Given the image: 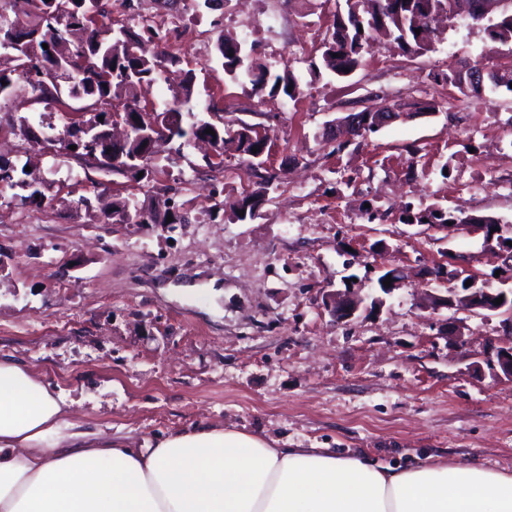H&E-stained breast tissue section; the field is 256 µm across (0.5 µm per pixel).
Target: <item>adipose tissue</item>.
Instances as JSON below:
<instances>
[{"label": "adipose tissue", "instance_id": "1", "mask_svg": "<svg viewBox=\"0 0 512 512\" xmlns=\"http://www.w3.org/2000/svg\"><path fill=\"white\" fill-rule=\"evenodd\" d=\"M0 512H512V473L430 456L382 467L202 424L134 448L0 357Z\"/></svg>", "mask_w": 512, "mask_h": 512}]
</instances>
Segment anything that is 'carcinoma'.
Returning <instances> with one entry per match:
<instances>
[{
	"label": "carcinoma",
	"mask_w": 512,
	"mask_h": 512,
	"mask_svg": "<svg viewBox=\"0 0 512 512\" xmlns=\"http://www.w3.org/2000/svg\"><path fill=\"white\" fill-rule=\"evenodd\" d=\"M490 2L343 0L342 14H333V22L321 39L322 66L339 78L349 77L372 50L376 33L396 42L404 51L423 53L429 50L427 20L439 15L450 21L464 15L469 25L483 28L491 41L512 43V17L508 19L499 12L493 23L484 18ZM104 17L101 0H5L0 5V31H5L15 45L13 50H0V61L6 59L12 63V71L30 75L31 87L46 104L65 107L69 98L83 102L74 112L92 113L87 120L72 121L64 126L65 155L114 175L136 178L141 173L148 180L152 170L146 161L152 154V139L145 132L151 130V126L164 128L168 140L178 141L182 146L190 137L211 129L220 151L224 150V135L231 133L239 150L247 155V167L256 181L252 190L220 202L218 210L230 212L240 222L253 220L278 180L276 175L263 174L261 163L253 162L256 153L263 151L264 140L252 136L251 125L247 123L234 131L209 122L185 129L183 112L194 93L191 75L182 85L169 89L170 97L163 108L141 104L138 87L161 81L167 65L178 62V58L165 52L146 56L143 44H165L172 31L144 18L138 21L136 30L128 25L115 29L110 23L99 22ZM217 50L229 80H246L256 91L267 88L291 99L296 97L299 83L288 64H283L280 71L271 70L254 56V48L247 47L244 41L224 39L218 42ZM438 78L463 95L469 90L461 74L452 68L438 74ZM115 118L131 126L132 134L124 142L102 147L101 157L94 163L89 158L82 128L87 127L95 136L104 137ZM72 145L76 149H70ZM137 207L139 204L132 196L113 198L111 223H125L124 216ZM455 220L460 224L499 223L490 216L457 218L434 206L405 223L446 224Z\"/></svg>",
	"instance_id": "cac0c4a2"
}]
</instances>
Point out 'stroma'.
I'll use <instances>...</instances> for the list:
<instances>
[{"label": "stroma", "instance_id": "stroma-1", "mask_svg": "<svg viewBox=\"0 0 512 512\" xmlns=\"http://www.w3.org/2000/svg\"><path fill=\"white\" fill-rule=\"evenodd\" d=\"M332 0H193L196 38L174 35L195 75L193 114L226 127L264 124L267 170L280 176L256 219L211 218V207L251 189L235 143L207 167L204 145L161 146L144 185L52 154L19 132L22 120L58 123L29 84L0 103V155L18 185L0 193V357L69 392L73 417L134 447L191 424L243 428L281 448L363 453L383 466L417 457L472 461L512 472V379L492 349L503 315L425 308L464 275L512 289V263L484 233H420L407 213L439 206L512 225V96H462L434 73L472 65L482 29L458 23L431 51L382 42L347 80L312 71ZM253 44L271 70L291 65L296 98L254 91L224 75L219 35ZM405 119L347 143L329 121L363 102ZM38 182L41 200L13 195ZM189 221L173 233L102 224L78 205L101 192L162 208L166 186ZM398 270L391 293L378 279ZM355 280L376 298L338 321L325 302Z\"/></svg>", "mask_w": 512, "mask_h": 512}]
</instances>
